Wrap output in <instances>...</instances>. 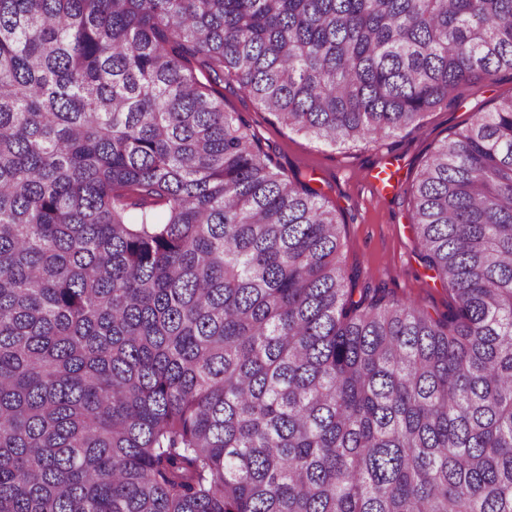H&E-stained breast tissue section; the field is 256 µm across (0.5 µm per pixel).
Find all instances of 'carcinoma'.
Returning a JSON list of instances; mask_svg holds the SVG:
<instances>
[{
	"instance_id": "obj_1",
	"label": "carcinoma",
	"mask_w": 512,
	"mask_h": 512,
	"mask_svg": "<svg viewBox=\"0 0 512 512\" xmlns=\"http://www.w3.org/2000/svg\"><path fill=\"white\" fill-rule=\"evenodd\" d=\"M502 70L512 0H0V512H512V96L409 189L440 316L213 88L336 145Z\"/></svg>"
}]
</instances>
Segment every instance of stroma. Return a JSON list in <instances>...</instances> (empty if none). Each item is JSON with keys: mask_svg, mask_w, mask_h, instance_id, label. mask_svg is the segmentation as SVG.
I'll return each instance as SVG.
<instances>
[{"mask_svg": "<svg viewBox=\"0 0 512 512\" xmlns=\"http://www.w3.org/2000/svg\"><path fill=\"white\" fill-rule=\"evenodd\" d=\"M224 109L240 115L252 134L286 174L319 190L341 223L343 260L357 271L360 284L383 288L397 299L412 298L431 312L447 313L452 293L434 282L421 259V246L411 227L408 189L427 157L454 133L466 128L476 111H490L512 95V73L460 88L450 106L429 112L420 129L404 131L377 143L327 146L277 122L233 83L221 84ZM391 166L393 187L373 193L365 181L376 168Z\"/></svg>", "mask_w": 512, "mask_h": 512, "instance_id": "obj_1", "label": "stroma"}]
</instances>
